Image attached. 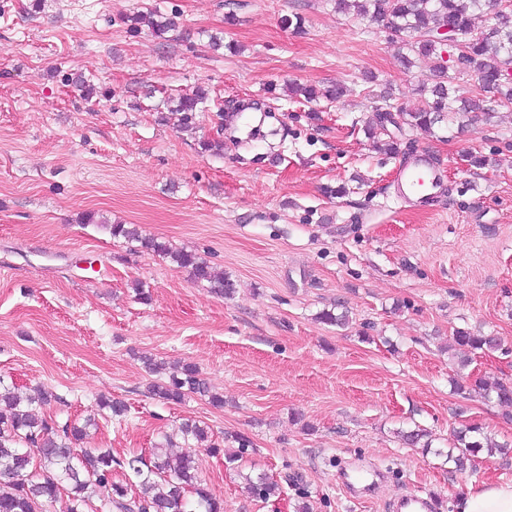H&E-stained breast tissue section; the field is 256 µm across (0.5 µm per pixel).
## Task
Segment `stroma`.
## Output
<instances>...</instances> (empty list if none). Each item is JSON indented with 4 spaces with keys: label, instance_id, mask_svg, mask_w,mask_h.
Masks as SVG:
<instances>
[{
    "label": "stroma",
    "instance_id": "stroma-1",
    "mask_svg": "<svg viewBox=\"0 0 512 512\" xmlns=\"http://www.w3.org/2000/svg\"><path fill=\"white\" fill-rule=\"evenodd\" d=\"M148 9L172 29L131 31ZM428 76L333 0H0V378L51 391L58 422L95 415L83 445L114 458L149 456L170 435L224 512H388L407 493L454 512L467 485L512 483V454L479 452L463 472L444 456L470 425L512 444V407L454 389L512 383V103L461 132L388 127L398 154L375 151L367 127L385 106L420 108ZM292 83L347 92L308 103ZM199 87L208 100L180 128L171 101ZM244 103L278 136L246 142L230 121ZM214 137L218 156L200 146ZM417 149L449 188L426 210L396 193ZM472 152L487 165L470 166ZM114 224L200 254L234 296L131 252ZM325 309L349 324L318 321ZM458 330L502 347L459 369L443 350ZM145 355L196 364L223 407L152 398ZM105 397L127 414L99 409ZM188 418L221 454L182 439ZM418 426L431 453L397 436ZM236 433L252 442L243 469L280 496L251 498L226 469Z\"/></svg>",
    "mask_w": 512,
    "mask_h": 512
}]
</instances>
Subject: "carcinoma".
<instances>
[{
    "label": "carcinoma",
    "instance_id": "obj_1",
    "mask_svg": "<svg viewBox=\"0 0 512 512\" xmlns=\"http://www.w3.org/2000/svg\"><path fill=\"white\" fill-rule=\"evenodd\" d=\"M336 11L352 12L363 20L392 29L400 37L398 56L409 68L415 61H432L430 82L420 87L425 104L416 112L398 111L395 120L387 114L379 116L380 124L389 123L398 128L406 125L430 134L434 129L457 123L463 127L480 114L488 115L491 104L512 100V12L497 11V0H335ZM486 13L493 23L484 30L475 26V16ZM131 30L147 24L156 34L171 27L169 19L159 21L156 12L139 13L130 19ZM445 28L471 35L467 47V70L480 78L478 94L464 98L455 95L449 87L448 68L443 64L442 44L430 35ZM308 102L323 96L335 100L344 95L342 85H333L321 92L313 86L294 85ZM207 100L204 89L173 100L172 111L187 123ZM112 236L137 243L143 250L167 259L177 267L189 271L198 283H206L209 292L231 297L235 293L233 281L213 270L206 259L197 253L171 248L154 238L144 237L139 230L127 224L110 226ZM500 346L496 336L475 335L458 330L448 349L454 352L458 365L471 362L469 352L495 350ZM473 387L495 394L500 403L512 404V383L497 382L492 388L477 378ZM149 392L155 399L167 404H178L191 394L206 397L214 406L224 405V398L212 392L201 378L199 368L185 362L174 366L168 379L154 382ZM52 395L44 390L25 398L15 389L0 383V512H41L46 501L57 497L67 487L69 512H86L92 499L103 508L115 512H224V503L209 492L197 476L194 460L189 456H173L167 452L169 437L155 443L152 460L133 456L116 460L112 452L103 448H79L77 444L87 436L86 428L76 424H56L44 414V407ZM183 438L192 439L216 452L220 445L212 442L209 428L196 420L182 423ZM239 455L227 459V467L237 471L247 491L268 500L280 494V486L264 473H245L236 462L251 445L249 437L235 435ZM507 445L493 442L478 426H469L455 435L447 458L456 467L463 468L475 453L484 449L487 454L503 451ZM126 469L125 481L112 479V465Z\"/></svg>",
    "mask_w": 512,
    "mask_h": 512
}]
</instances>
